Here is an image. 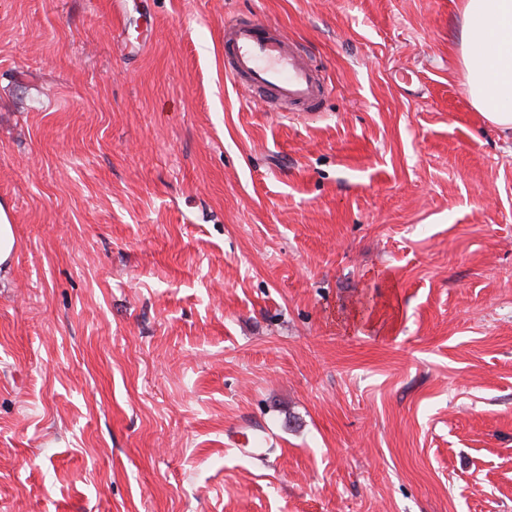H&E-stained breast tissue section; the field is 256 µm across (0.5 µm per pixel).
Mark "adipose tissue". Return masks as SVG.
Masks as SVG:
<instances>
[{
	"label": "adipose tissue",
	"mask_w": 512,
	"mask_h": 512,
	"mask_svg": "<svg viewBox=\"0 0 512 512\" xmlns=\"http://www.w3.org/2000/svg\"><path fill=\"white\" fill-rule=\"evenodd\" d=\"M461 53L473 107L512 133V0H463Z\"/></svg>",
	"instance_id": "1"
}]
</instances>
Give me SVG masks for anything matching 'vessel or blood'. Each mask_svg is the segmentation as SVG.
I'll list each match as a JSON object with an SVG mask.
<instances>
[{"label":"vessel or blood","mask_w":512,"mask_h":512,"mask_svg":"<svg viewBox=\"0 0 512 512\" xmlns=\"http://www.w3.org/2000/svg\"><path fill=\"white\" fill-rule=\"evenodd\" d=\"M224 74L253 99L301 112L317 109L327 93L296 41L279 29L249 22L224 24Z\"/></svg>","instance_id":"b4317fda"}]
</instances>
